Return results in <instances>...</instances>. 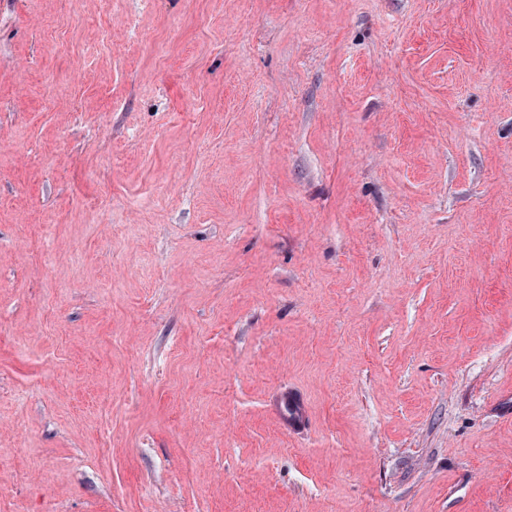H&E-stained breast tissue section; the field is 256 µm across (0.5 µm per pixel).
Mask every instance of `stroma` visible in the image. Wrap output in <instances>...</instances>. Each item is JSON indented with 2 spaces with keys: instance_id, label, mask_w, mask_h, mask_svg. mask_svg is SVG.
Returning <instances> with one entry per match:
<instances>
[{
  "instance_id": "obj_1",
  "label": "stroma",
  "mask_w": 512,
  "mask_h": 512,
  "mask_svg": "<svg viewBox=\"0 0 512 512\" xmlns=\"http://www.w3.org/2000/svg\"><path fill=\"white\" fill-rule=\"evenodd\" d=\"M509 393L512 0H0V512H512Z\"/></svg>"
}]
</instances>
